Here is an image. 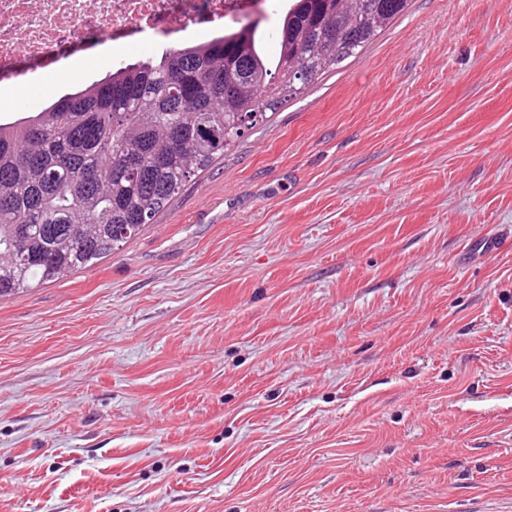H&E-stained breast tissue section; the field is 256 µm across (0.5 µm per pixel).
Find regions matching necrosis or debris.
Returning <instances> with one entry per match:
<instances>
[{
  "label": "necrosis or debris",
  "instance_id": "obj_1",
  "mask_svg": "<svg viewBox=\"0 0 512 512\" xmlns=\"http://www.w3.org/2000/svg\"><path fill=\"white\" fill-rule=\"evenodd\" d=\"M258 5L277 11L275 0H0V82L26 86L32 65L57 57L73 72L93 69L109 42L148 55L156 50L151 34L178 36L191 25L213 39L218 22H239Z\"/></svg>",
  "mask_w": 512,
  "mask_h": 512
}]
</instances>
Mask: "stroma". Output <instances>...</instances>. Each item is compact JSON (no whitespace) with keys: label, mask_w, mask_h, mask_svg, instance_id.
I'll return each instance as SVG.
<instances>
[{"label":"stroma","mask_w":512,"mask_h":512,"mask_svg":"<svg viewBox=\"0 0 512 512\" xmlns=\"http://www.w3.org/2000/svg\"><path fill=\"white\" fill-rule=\"evenodd\" d=\"M0 512H512V0H411L0 300Z\"/></svg>","instance_id":"35a3bbf8"}]
</instances>
